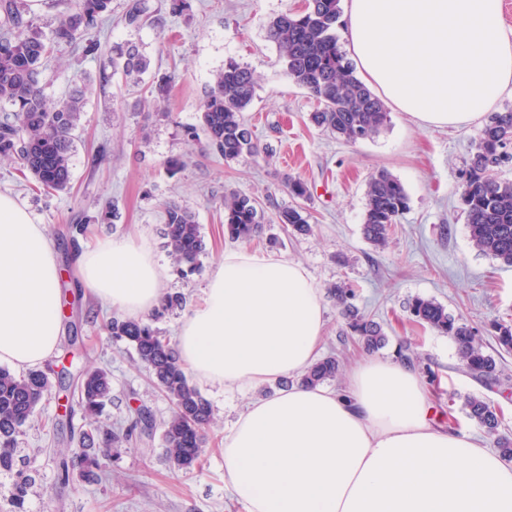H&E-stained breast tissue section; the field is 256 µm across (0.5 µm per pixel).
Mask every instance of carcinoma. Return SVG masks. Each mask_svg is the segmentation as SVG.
I'll use <instances>...</instances> for the list:
<instances>
[{"mask_svg": "<svg viewBox=\"0 0 512 512\" xmlns=\"http://www.w3.org/2000/svg\"><path fill=\"white\" fill-rule=\"evenodd\" d=\"M111 2L77 0L75 9L58 19L51 37L46 39L33 29L24 0H0V110L4 112L0 116V158L20 160L45 191H63L70 184L74 132L84 112L86 84L84 76L77 77L68 95L50 105L39 85L40 67L53 44L73 46L86 57L97 56L101 44L92 32L111 11ZM147 12L146 0H131L124 21L137 27ZM341 16V0H307L305 9H289L271 19L266 33L277 47L288 78L318 103L309 115L311 123L338 139L356 142L379 135L387 125L389 112L384 101L357 77L353 62L340 46L336 29L341 26ZM109 66L112 73L120 71L135 79L146 70L147 60L138 46L117 45L112 48ZM110 74L100 71V81H106ZM257 87L255 72L230 59L200 104L205 146L226 161L258 153L252 132L242 122V112L253 101ZM511 162L512 108L492 113L480 129L460 192L473 245L510 266L512 180L501 179L499 169ZM283 182L292 197L308 196L307 185L300 178L286 175ZM408 204L406 189L397 177L385 170L372 176L362 222L364 238L376 247H385L392 226ZM265 221L256 199L236 191L224 194V233L230 240L252 239L262 232ZM276 221L293 235L312 231L309 214L299 205L281 209ZM163 237L177 272L200 268L206 243L192 209L176 201L166 203ZM329 294L366 350L385 346L381 325L350 303L352 289L334 285ZM182 302L177 294H165L148 320L114 317L110 329L113 338L133 349L154 383L172 401V415L163 422V442L173 469L187 473L201 465L212 407L190 383L169 338L153 326ZM409 311L420 325L453 339L464 373L486 387L499 382L501 369L468 324L432 299H412ZM492 327L498 346L511 352L512 325L495 322ZM339 373L340 364L330 355L317 361L301 382L317 386L336 379ZM77 387V404L90 429L79 432V450L62 460L61 477L98 482L103 478L99 455H117L120 444L133 439L139 422L115 429L101 420L112 398V379L106 370L84 371ZM51 388L49 376L41 370L17 375L0 368V470L13 469L20 428ZM464 406L467 419L495 437L500 454L512 460V440L499 435L501 408L476 395L468 396Z\"/></svg>", "mask_w": 512, "mask_h": 512, "instance_id": "obj_1", "label": "carcinoma"}]
</instances>
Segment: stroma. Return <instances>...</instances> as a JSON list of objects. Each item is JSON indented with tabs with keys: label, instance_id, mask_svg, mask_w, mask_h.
I'll use <instances>...</instances> for the list:
<instances>
[{
	"label": "stroma",
	"instance_id": "35a3bbf8",
	"mask_svg": "<svg viewBox=\"0 0 512 512\" xmlns=\"http://www.w3.org/2000/svg\"><path fill=\"white\" fill-rule=\"evenodd\" d=\"M130 0H112V12L99 39V58L52 47L41 85L47 99L64 97L74 75H89L76 132L69 189L36 190L17 163L0 160V192L13 195L53 238L65 280L67 306L60 345L49 365L72 374L107 369L112 400L103 418L130 424L147 411L153 428L142 440L124 445L118 459H103L102 481L62 482L58 465L75 450L71 431L83 424L80 414L63 420L76 400L51 391L27 422L16 446L19 463L34 482L22 509L12 501L15 473L0 471V512H242L224 487V437L247 405L267 395L264 386L226 392L206 383L198 388L212 405L214 423L206 433L203 463L190 473L173 471L164 455L162 423L171 412L164 395L149 381L131 348L112 338L109 323L120 311L95 298L75 278L74 249L82 241L104 242L131 234L145 237L163 267L162 288L185 298L182 308L157 321L168 338L199 300L207 270L235 243L224 233V193L235 190L257 198L270 217L263 234L246 244L252 251H274L299 262L320 290L324 307L323 355H336L351 370L369 355L395 357L401 342L414 343L413 366L433 391L440 415H453L457 426L486 448L494 437L465 416L467 396L479 395L499 405L500 434L512 438V352L498 350L492 320L512 319V267L480 251L470 240L460 191L471 146L480 124L427 127L405 113L390 111L389 122L375 138L347 143L315 127L309 114L316 101L287 77L265 26L288 9L302 10L305 0H188L182 13L171 14L168 0H149L151 16L140 27L125 24ZM133 42L148 58L138 81L122 74L98 84L113 44ZM254 69L259 86L243 112L258 142V155L227 161L204 151L187 131L199 124V105L227 60ZM179 162L168 171V160ZM385 170L409 195V208L391 232L387 249L375 248L361 233L367 183ZM304 180L310 197L303 203L312 232L286 234L274 217L292 205L282 178ZM178 201L197 215L208 253L201 271L177 274L164 246L163 209ZM113 219L95 222L105 205ZM88 224L87 235L75 228ZM346 282L356 292L360 312L380 323L387 343L368 353L355 343L330 286ZM441 303L448 313L471 326L504 375L488 388L460 369L450 337L412 322L404 304L413 297Z\"/></svg>",
	"mask_w": 512,
	"mask_h": 512
}]
</instances>
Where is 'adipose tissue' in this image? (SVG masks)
<instances>
[{"label": "adipose tissue", "mask_w": 512, "mask_h": 512, "mask_svg": "<svg viewBox=\"0 0 512 512\" xmlns=\"http://www.w3.org/2000/svg\"><path fill=\"white\" fill-rule=\"evenodd\" d=\"M345 37L364 83L424 126L474 124L512 89L501 0H349ZM72 269L132 318L162 295V268L140 239L81 249ZM60 274L45 226L0 193V364L34 369L55 353ZM323 326L300 263L244 248L225 251L181 324L176 355L208 384L295 380L252 402L224 438V483L244 512H512V462L436 424L409 365L366 359L340 391L299 384Z\"/></svg>", "instance_id": "adipose-tissue-1"}]
</instances>
